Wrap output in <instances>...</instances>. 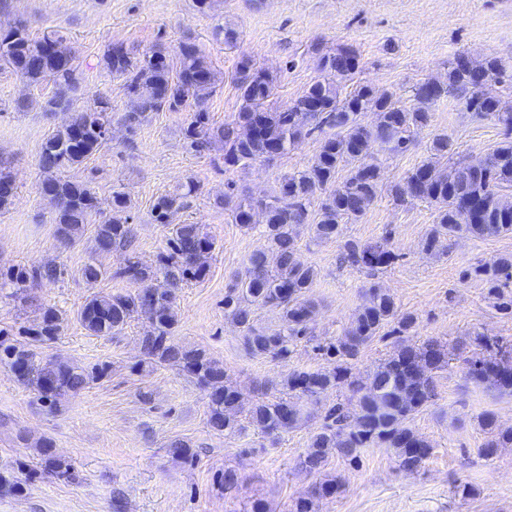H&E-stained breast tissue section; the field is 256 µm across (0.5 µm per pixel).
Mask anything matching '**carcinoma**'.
I'll return each instance as SVG.
<instances>
[{"label": "carcinoma", "instance_id": "carcinoma-1", "mask_svg": "<svg viewBox=\"0 0 512 512\" xmlns=\"http://www.w3.org/2000/svg\"><path fill=\"white\" fill-rule=\"evenodd\" d=\"M178 70L172 71L162 49L135 54L121 44L107 48L100 60L103 69L121 78L128 105L121 116L132 130L151 112L189 111L184 128L189 149L202 152L212 144H224V167H246L255 161L271 162L278 152L282 158L296 149L314 132L323 133L312 162L303 169L285 174L272 192L255 198L242 190H229L217 205L229 212L232 222L252 225L253 212H265L268 247L249 257L244 275L229 287L224 310L242 330L243 345L253 356L286 358L295 338L307 332L315 305L307 294L315 271L303 263L296 249L301 227L307 225L318 240H333L340 225L356 221L373 204L381 191L379 153L399 155L412 145L414 130L429 125L431 105L452 95L476 118L489 119L504 128V138L486 154L484 165L475 168L467 162H452L441 172L439 165L448 159L449 138L436 135L430 156L417 164L390 193L394 202L415 200L436 205L435 223L423 249L433 253L453 238H496L512 234V208L500 207L498 191L512 188V111H502L495 86L512 81L506 65L496 57L484 60L458 52L448 61L446 80L427 79L413 89L414 104H399L395 94L354 81L359 59L355 50L340 48L319 59L323 79L314 82L293 103V111L283 112L271 104L274 79L248 56L237 63L235 84L241 105L233 122L215 127L205 107L215 87V75L195 43L186 40L177 48ZM0 62L32 83L49 79L57 92L43 99L45 112L70 110L68 92L79 85V69L63 37L45 34L33 38L27 24L20 22L7 33H0ZM72 111V110H70ZM372 112L375 120L365 123L360 116ZM112 127V103L98 96L93 105L72 111L69 122L43 142L38 164L47 174L41 192L56 205V235L64 244L81 240L85 225H95L94 253H109L131 245L134 236L125 216L126 193L115 191L109 209H104L92 188L82 182L56 176V173L81 165L108 141ZM14 180L9 170L0 167V210L11 203ZM197 192L190 182L184 191L160 198L152 208L153 219L169 227V254L157 266L132 262L118 273L140 288L129 294L89 296L78 311V319L93 336H114L123 332L139 315L149 323L142 337V363L174 366L194 379L208 401V425L216 433L235 434L252 427L265 434L286 431L309 418L322 397L334 389L348 387L355 398L352 408L337 404L325 415L321 431L310 438L303 468L319 470L331 452L356 457L370 444L393 450L399 466L417 470L429 457L428 442L409 422L427 407L434 396V374L449 364V352L436 340L421 346L409 339L415 318L399 311L394 297L373 286L354 315L343 336L325 348L330 365L315 371L291 373L284 383L286 392L261 400L240 418L241 394L224 380V367L205 351L187 348L174 341L178 326L176 292L190 282L203 279L208 271L207 257L214 249L213 239L199 224H174L171 217L188 206ZM317 209L310 210L311 205ZM397 255L387 242L345 244L341 260L351 267L378 270L395 263ZM474 274L486 289L494 306L512 315V255H501L477 266ZM62 270L47 262L30 267L18 266L0 271V289L9 288L8 297L27 302L31 289L42 280L56 279ZM82 280L93 287L106 271L96 261L84 264ZM279 312L280 329L258 328L254 308ZM64 318L52 306L40 307L39 321L17 334L0 328V363L7 365L18 381L33 388L51 410L63 399L74 396L107 375V364L78 367L60 356L43 358L37 346L54 341L63 330ZM398 337L393 355L379 364L366 379L352 377L347 360L386 327ZM482 349L468 363L465 384L483 385L499 395L512 396V344L478 336ZM479 423L486 434L480 454L491 458L500 448L512 446V428L502 430L494 414L485 411ZM44 468L65 476L69 465L53 452L52 442H41ZM168 454L185 463L196 452L189 443L175 439Z\"/></svg>", "mask_w": 512, "mask_h": 512}]
</instances>
